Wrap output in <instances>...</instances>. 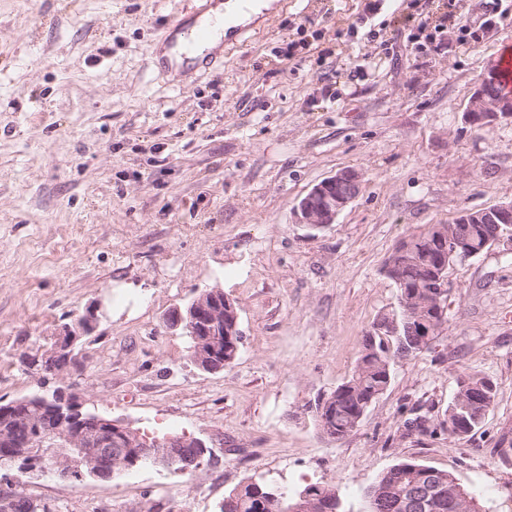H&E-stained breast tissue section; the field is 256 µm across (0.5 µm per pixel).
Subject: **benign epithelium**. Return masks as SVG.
<instances>
[{
  "label": "benign epithelium",
  "instance_id": "1",
  "mask_svg": "<svg viewBox=\"0 0 512 512\" xmlns=\"http://www.w3.org/2000/svg\"><path fill=\"white\" fill-rule=\"evenodd\" d=\"M467 119L474 125L485 123H509L512 121V98H500L489 94L478 85L467 111ZM362 173L357 169H345L328 177L303 197L295 209L297 223L313 228H323L335 223L336 216L360 193ZM499 224L501 233L497 242L512 238V202L502 203L478 213L466 211L456 217L455 223ZM239 316L236 304L218 288L204 291L185 307H174L167 315L170 327L180 329L193 337L204 372L215 373L224 369V352L212 344V337L224 335V311ZM92 316L88 315L56 334L51 347L44 350V360L50 364L49 372L55 376L65 373L76 362L75 347L90 334ZM27 399H18L0 410V443L12 442L13 432L23 428L26 441L23 451L12 457L18 471L29 473L37 469L51 470L65 481L84 478L102 468L126 465L132 456L118 455L114 448L136 449L144 466L161 465L169 469L196 464L200 458L184 456L183 449L204 448L206 443L196 437L182 434L163 438L149 437L120 420L109 419L95 413L84 412L81 407L59 393L50 404L47 414L32 416L26 409Z\"/></svg>",
  "mask_w": 512,
  "mask_h": 512
}]
</instances>
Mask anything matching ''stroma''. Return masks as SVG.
Returning a JSON list of instances; mask_svg holds the SVG:
<instances>
[{
  "mask_svg": "<svg viewBox=\"0 0 512 512\" xmlns=\"http://www.w3.org/2000/svg\"><path fill=\"white\" fill-rule=\"evenodd\" d=\"M204 4L0 0V402L61 390L213 454L188 481L157 466L18 475L0 492L56 512H219L262 475L285 492L334 484L342 512H364L366 488L408 459L453 473L480 512H512V253L449 267L447 324L395 364L357 430L330 439L306 410L396 305L398 243L512 201V122L466 118L512 47V0H274L263 33L170 84L149 54ZM407 14L447 20L399 29ZM347 168L363 185L335 223H297L299 200ZM214 286L243 339L207 373L166 315ZM92 309L76 365L24 366ZM462 372L497 386L464 439L436 427ZM418 416L429 431L406 430Z\"/></svg>",
  "mask_w": 512,
  "mask_h": 512,
  "instance_id": "1",
  "label": "stroma"
}]
</instances>
